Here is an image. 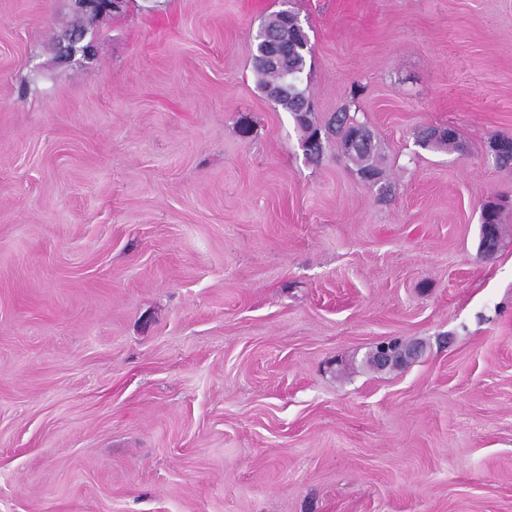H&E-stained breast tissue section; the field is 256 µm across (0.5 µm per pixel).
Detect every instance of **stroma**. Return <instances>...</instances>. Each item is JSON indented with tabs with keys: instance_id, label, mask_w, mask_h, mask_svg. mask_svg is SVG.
<instances>
[{
	"instance_id": "35a3bbf8",
	"label": "stroma",
	"mask_w": 512,
	"mask_h": 512,
	"mask_svg": "<svg viewBox=\"0 0 512 512\" xmlns=\"http://www.w3.org/2000/svg\"><path fill=\"white\" fill-rule=\"evenodd\" d=\"M282 9L381 184L259 88ZM497 136L512 0H0V512H512ZM390 336L421 355L371 366ZM74 2L78 11L99 16L118 12L125 4V0H74Z\"/></svg>"
}]
</instances>
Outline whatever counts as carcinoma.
I'll use <instances>...</instances> for the list:
<instances>
[{"label": "carcinoma", "instance_id": "obj_1", "mask_svg": "<svg viewBox=\"0 0 512 512\" xmlns=\"http://www.w3.org/2000/svg\"><path fill=\"white\" fill-rule=\"evenodd\" d=\"M300 22L289 10L276 12L264 19L254 38L252 51L253 67L257 82L266 95H276L277 104L291 114L303 132L302 147L305 155L317 159L323 152V139L328 134L339 136L343 147H351L348 159L358 167L359 174L374 173L382 176L380 146L373 136L363 142L357 136L364 122L347 112L336 114L327 128L323 129L314 121L313 112L303 108L308 101L301 88L304 73L312 47L309 37L297 33ZM458 133L450 129L444 139L433 140L426 134L420 140L424 149L454 147Z\"/></svg>", "mask_w": 512, "mask_h": 512}]
</instances>
